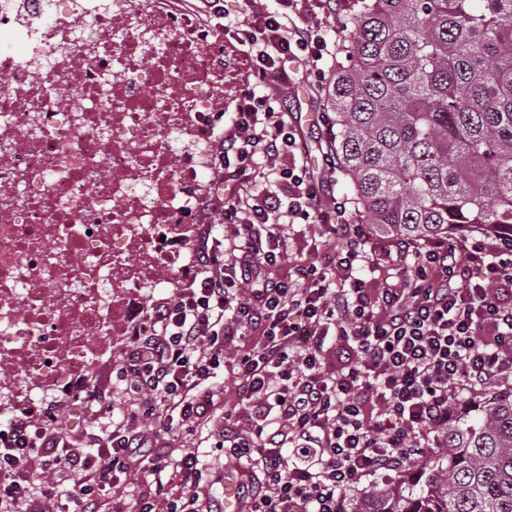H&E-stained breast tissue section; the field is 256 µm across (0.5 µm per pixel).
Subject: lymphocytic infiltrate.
Here are the masks:
<instances>
[{
	"label": "lymphocytic infiltrate",
	"instance_id": "lymphocytic-infiltrate-1",
	"mask_svg": "<svg viewBox=\"0 0 512 512\" xmlns=\"http://www.w3.org/2000/svg\"><path fill=\"white\" fill-rule=\"evenodd\" d=\"M177 0L219 28L250 62L230 123L212 140L213 189L194 229L190 265L168 296L142 307L112 369L134 396L112 430L72 437L75 412L109 400L84 379L48 417L23 409L0 433V512H212L200 495L211 472L196 452L156 450L146 421L193 438L212 420L218 372L231 366L239 406L223 417L228 464L245 466L247 512H343L367 479L398 476L437 443L461 396L512 378V247L481 240H391L406 266L401 288L357 277L371 240L345 205L325 201L324 177L280 106L287 62L321 85L335 69L328 29L336 0ZM275 85L277 97L263 94ZM236 177L240 190L217 189ZM321 225L319 262L260 281L288 253L295 224ZM233 225L225 234L224 225ZM150 475L138 495L115 494L136 461Z\"/></svg>",
	"mask_w": 512,
	"mask_h": 512
}]
</instances>
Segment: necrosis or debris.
Listing matches in <instances>:
<instances>
[{"label":"necrosis or debris","mask_w":512,"mask_h":512,"mask_svg":"<svg viewBox=\"0 0 512 512\" xmlns=\"http://www.w3.org/2000/svg\"><path fill=\"white\" fill-rule=\"evenodd\" d=\"M0 406L125 335L200 215L224 40L169 0H0Z\"/></svg>","instance_id":"1"}]
</instances>
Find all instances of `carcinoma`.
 <instances>
[{"mask_svg":"<svg viewBox=\"0 0 512 512\" xmlns=\"http://www.w3.org/2000/svg\"><path fill=\"white\" fill-rule=\"evenodd\" d=\"M327 148L379 234L512 243V0H357ZM345 512H512V388L465 401L439 450Z\"/></svg>","mask_w":512,"mask_h":512,"instance_id":"cac0c4a2","label":"carcinoma"}]
</instances>
